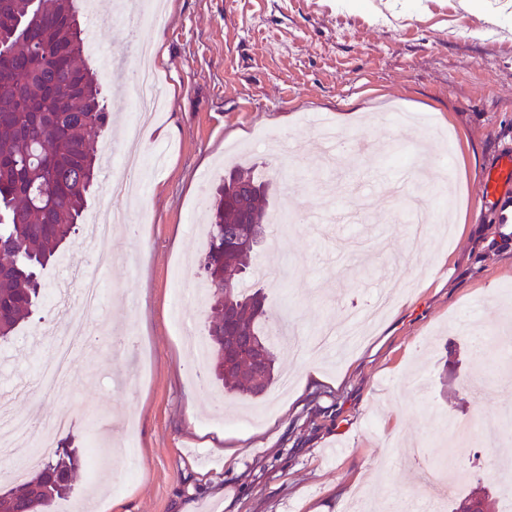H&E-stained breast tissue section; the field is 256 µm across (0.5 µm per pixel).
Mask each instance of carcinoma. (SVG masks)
I'll use <instances>...</instances> for the list:
<instances>
[{"label":"carcinoma","instance_id":"carcinoma-1","mask_svg":"<svg viewBox=\"0 0 512 512\" xmlns=\"http://www.w3.org/2000/svg\"><path fill=\"white\" fill-rule=\"evenodd\" d=\"M0 0V348L48 298L43 270L71 242L99 168L91 144L109 122L98 72L82 62V0ZM266 184L234 170L213 205L208 249L198 270L214 308L224 311V282L237 319L209 323L213 371L231 394L257 398L272 384V350L285 348V319L268 312L261 289L235 273L249 269L253 247L233 237L248 222L267 223ZM249 335L233 356L230 338ZM80 458L66 448L45 453L18 487L0 491V512H48L71 491L66 476Z\"/></svg>","mask_w":512,"mask_h":512}]
</instances>
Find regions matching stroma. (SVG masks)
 Segmentation results:
<instances>
[{"label":"stroma","instance_id":"35a3bbf8","mask_svg":"<svg viewBox=\"0 0 512 512\" xmlns=\"http://www.w3.org/2000/svg\"><path fill=\"white\" fill-rule=\"evenodd\" d=\"M106 0L82 16L86 42L129 55ZM157 57L167 106L141 132L165 160L151 171L134 220L87 246L89 222L44 273L50 299L8 348H0V403L46 425L71 426L56 445L94 453L95 469L73 476L61 512H81L98 495L112 512H347L356 497L384 506L417 501L422 487L410 452L432 461L448 447L443 418L497 416L505 388L493 361L512 351V224L486 208L484 172L512 144V0H165L154 26L138 30ZM86 53L104 88L112 68ZM342 133V167L321 185L318 131ZM452 129L450 153L434 152L430 181L450 177L463 222L449 240L428 231L424 269L403 262L412 242V200L428 183L390 200L383 187L411 167L413 138ZM280 135L278 148L263 144ZM243 163L263 180L285 174L253 282L283 309L294 336L330 333L341 355L277 352L262 397L224 400L220 384L192 362L173 320L205 333L212 313L198 297L201 207L225 170ZM133 254L100 272L92 322L128 327L123 361L108 337L92 334L72 355L75 377L41 390L81 276L97 250ZM186 291L176 300L175 288ZM386 292L391 305L347 346L336 327ZM316 376H306L307 367ZM505 443H469L485 471L460 491L511 485L494 472ZM237 451L234 462L223 451Z\"/></svg>","mask_w":512,"mask_h":512}]
</instances>
